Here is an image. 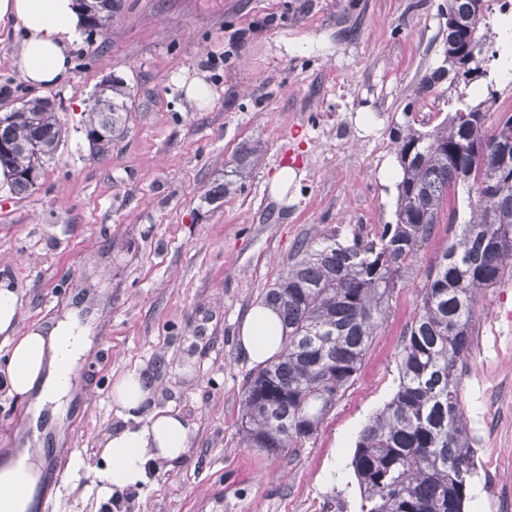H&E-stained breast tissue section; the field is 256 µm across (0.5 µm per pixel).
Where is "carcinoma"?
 I'll return each mask as SVG.
<instances>
[{
    "mask_svg": "<svg viewBox=\"0 0 512 512\" xmlns=\"http://www.w3.org/2000/svg\"><path fill=\"white\" fill-rule=\"evenodd\" d=\"M85 26L114 16L122 0H77ZM490 0H448L447 66L421 83L417 96L443 80L461 88L454 111L430 131L409 122L392 140L403 175L397 185L396 223L376 240L350 244L331 235L301 245L269 288L265 303L279 311L281 351L247 381L241 428L246 446L277 457L315 436L347 388L387 313L415 246L432 232L448 190L466 195L469 218L431 266L420 310L405 332L399 386L358 436L352 467L362 512H463L473 459L459 399L458 364L471 344L481 293L512 277V113L486 124L484 102L467 90L489 80L490 59L479 22ZM131 88L119 78L100 84L88 110L86 137L103 153L125 127ZM60 129L45 98L0 113V166L15 189L35 185L55 152ZM256 150L236 159L224 182L209 190L215 202L240 190Z\"/></svg>",
    "mask_w": 512,
    "mask_h": 512,
    "instance_id": "1",
    "label": "carcinoma"
}]
</instances>
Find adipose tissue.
<instances>
[{
	"label": "adipose tissue",
	"instance_id": "adipose-tissue-1",
	"mask_svg": "<svg viewBox=\"0 0 512 512\" xmlns=\"http://www.w3.org/2000/svg\"><path fill=\"white\" fill-rule=\"evenodd\" d=\"M14 21L22 33L17 64L29 87L58 86L71 76L68 47L80 30L75 0H0V21ZM18 296L0 288V340L8 347L0 367V391L35 399L38 407H61L69 396L70 380L88 341L73 322L54 327L16 330ZM284 336L275 310L257 304L240 328L242 352L262 363L282 347ZM153 385L139 370L120 376L112 386V404L126 422L100 452L98 470L103 498L118 497L147 484L157 464L180 462L194 432L173 409H149ZM42 469L37 454L19 448L0 458V512H34Z\"/></svg>",
	"mask_w": 512,
	"mask_h": 512
}]
</instances>
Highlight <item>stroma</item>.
<instances>
[{
  "label": "stroma",
  "mask_w": 512,
  "mask_h": 512,
  "mask_svg": "<svg viewBox=\"0 0 512 512\" xmlns=\"http://www.w3.org/2000/svg\"><path fill=\"white\" fill-rule=\"evenodd\" d=\"M447 11L448 0H123L106 30H80L71 77L43 93L61 129L54 155L30 191L0 182V284L18 295L19 331L70 317L91 342L62 412L41 411L36 428L18 424L28 402L0 392V456L29 440L46 460L74 451L67 482L41 494L56 512H101L99 452L124 425L112 385L133 369L154 381L155 407L177 410L195 435L121 512H361L355 443L398 388L404 332L448 247L447 212L418 242L317 435L276 458L241 441L257 365L238 330L300 242L395 223L397 186L381 175L398 164L391 131L408 120L431 129L457 95L445 82L417 94L443 64ZM21 39L0 28V113L35 95L17 68ZM112 77L133 99L99 155L85 121ZM194 78L211 87L208 105L186 96ZM245 146L261 155L244 189L207 202ZM287 166L296 178L274 198ZM472 333L459 392L482 495L464 512H498L512 500L511 278L477 304Z\"/></svg>",
  "instance_id": "obj_1"
}]
</instances>
